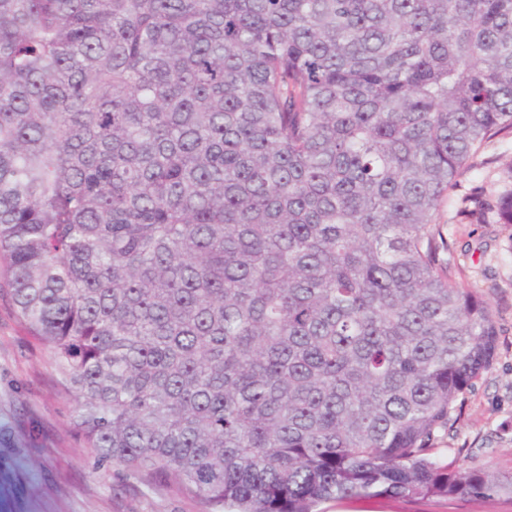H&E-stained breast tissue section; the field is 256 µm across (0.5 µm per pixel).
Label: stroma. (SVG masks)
I'll return each mask as SVG.
<instances>
[{"label": "stroma", "mask_w": 512, "mask_h": 512, "mask_svg": "<svg viewBox=\"0 0 512 512\" xmlns=\"http://www.w3.org/2000/svg\"><path fill=\"white\" fill-rule=\"evenodd\" d=\"M512 192V137L489 143L448 192L440 222L455 278L491 305L497 348L488 370L459 395L455 423L441 436L445 460L512 473V226L499 223ZM479 201L485 222L462 217L460 198ZM0 271V512H211L172 481L146 486L122 470L95 468L59 394L48 356L17 320ZM462 456H454V449ZM379 512H512V501L389 500Z\"/></svg>", "instance_id": "obj_1"}]
</instances>
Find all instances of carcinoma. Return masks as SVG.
Segmentation results:
<instances>
[{
  "label": "carcinoma",
  "instance_id": "carcinoma-1",
  "mask_svg": "<svg viewBox=\"0 0 512 512\" xmlns=\"http://www.w3.org/2000/svg\"><path fill=\"white\" fill-rule=\"evenodd\" d=\"M503 130L512 0H0V259L95 465L512 499L432 448L497 348L437 216Z\"/></svg>",
  "mask_w": 512,
  "mask_h": 512
}]
</instances>
